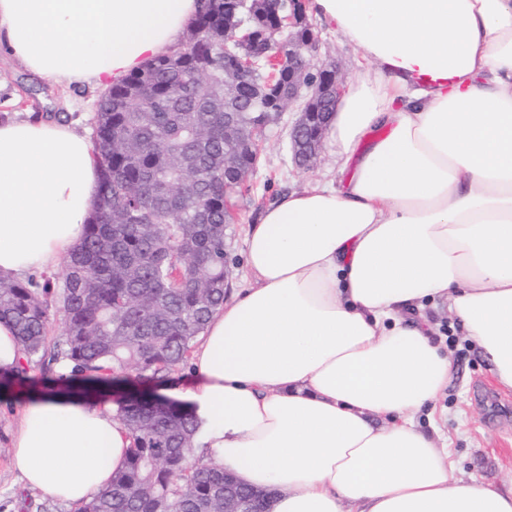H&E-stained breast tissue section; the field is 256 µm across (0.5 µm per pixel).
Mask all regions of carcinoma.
<instances>
[{
  "instance_id": "carcinoma-1",
  "label": "carcinoma",
  "mask_w": 512,
  "mask_h": 512,
  "mask_svg": "<svg viewBox=\"0 0 512 512\" xmlns=\"http://www.w3.org/2000/svg\"><path fill=\"white\" fill-rule=\"evenodd\" d=\"M242 13L237 0H199L184 44L104 93L93 136L99 205L61 282L0 277V321L22 345L7 382L37 386L29 371L45 359L70 370L59 381L91 384L133 373L165 385L187 364L224 303L231 199L256 164L241 147L274 111L250 77L224 102V31ZM245 18L250 50L262 63L277 54L285 75L288 47L264 39L275 26L269 4L253 0ZM53 308L63 314L56 338ZM117 416L133 439L126 466L75 512H224L226 492L261 508L254 492L224 484L223 467L190 464L196 422L183 406L130 397Z\"/></svg>"
}]
</instances>
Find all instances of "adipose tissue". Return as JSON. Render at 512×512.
Instances as JSON below:
<instances>
[{
    "label": "adipose tissue",
    "instance_id": "ef3b65f1",
    "mask_svg": "<svg viewBox=\"0 0 512 512\" xmlns=\"http://www.w3.org/2000/svg\"><path fill=\"white\" fill-rule=\"evenodd\" d=\"M367 62L329 130L340 185L289 193L247 235L254 285L211 316L175 391L195 446L271 512H512L454 476L415 421L452 377L423 309L444 298L512 389V0H313ZM197 0H0V46L62 86L120 82L180 42ZM90 139L0 119V276L54 277L98 206ZM131 438L110 403L24 407L13 468L91 501ZM108 449L111 468L100 463Z\"/></svg>",
    "mask_w": 512,
    "mask_h": 512
}]
</instances>
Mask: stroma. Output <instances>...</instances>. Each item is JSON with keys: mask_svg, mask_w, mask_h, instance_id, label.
<instances>
[{"mask_svg": "<svg viewBox=\"0 0 512 512\" xmlns=\"http://www.w3.org/2000/svg\"><path fill=\"white\" fill-rule=\"evenodd\" d=\"M309 22L318 36L316 61L334 62L347 81H354L368 65L335 31L317 16ZM103 87L93 84L60 88L32 75L15 58L0 51V115L34 112L63 117L82 132H92ZM298 117L296 108L281 112L262 137L259 158L236 200L238 222L226 238L228 289L245 284L247 232L268 206L291 191L317 182H338L336 147L324 140L311 168L293 158L288 132ZM426 313L435 339L446 340L453 376L432 408L415 415L418 427L439 435L454 462L459 479L478 478L501 487L512 486V392L498 386L485 362L454 320L447 304L429 303ZM31 396L26 386L0 387V512H72L42 491L28 487L10 466L11 433L19 412Z\"/></svg>", "mask_w": 512, "mask_h": 512, "instance_id": "stroma-1", "label": "stroma"}]
</instances>
